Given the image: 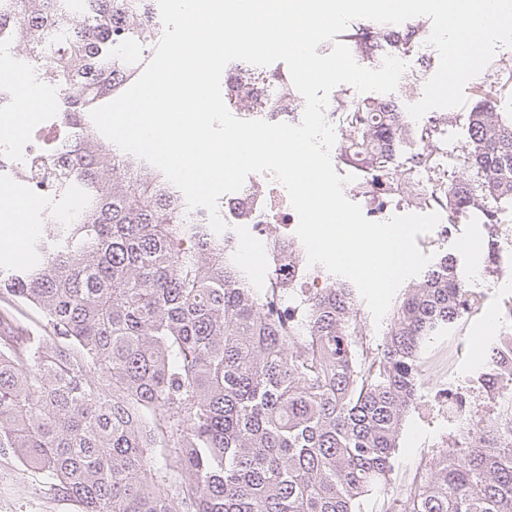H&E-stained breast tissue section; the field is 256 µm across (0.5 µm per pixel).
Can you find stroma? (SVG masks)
<instances>
[{
    "label": "stroma",
    "instance_id": "1",
    "mask_svg": "<svg viewBox=\"0 0 512 512\" xmlns=\"http://www.w3.org/2000/svg\"><path fill=\"white\" fill-rule=\"evenodd\" d=\"M467 107L435 109L426 113L424 124L448 129L447 139H434L436 147L462 151L467 144ZM484 247L483 267H474L466 242ZM419 248L433 257L454 258L466 287L483 292L481 309L464 317L448 330L429 339L422 348V367L417 377L416 400L404 419L396 450L392 482L409 484L421 462L447 448L456 434L440 404L441 390L469 389L485 370L482 360L494 335L487 329L506 307L512 305V245L506 239L489 243L478 216L461 217L449 228L435 227L419 236ZM0 512H77L76 506L55 497L36 470L13 459H0Z\"/></svg>",
    "mask_w": 512,
    "mask_h": 512
}]
</instances>
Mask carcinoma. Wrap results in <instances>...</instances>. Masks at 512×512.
I'll list each match as a JSON object with an SVG mask.
<instances>
[{"instance_id":"cac0c4a2","label":"carcinoma","mask_w":512,"mask_h":512,"mask_svg":"<svg viewBox=\"0 0 512 512\" xmlns=\"http://www.w3.org/2000/svg\"><path fill=\"white\" fill-rule=\"evenodd\" d=\"M155 0H0L19 65L52 75L74 136L48 158L50 204L73 216L35 235L31 261L0 269V458L42 472L80 512H512V332L486 352L488 419L468 416L409 488L390 482L424 342L463 315L465 286L445 255L396 306L366 351L359 293L279 279L257 290L230 234L193 223L156 168L122 155L91 123L163 36ZM493 93L467 115L471 182L428 202L453 224L512 206V59L489 65ZM345 163L383 187L428 166L397 162L396 103L349 108ZM295 302L284 307L285 298ZM161 458L189 475L172 486Z\"/></svg>"}]
</instances>
